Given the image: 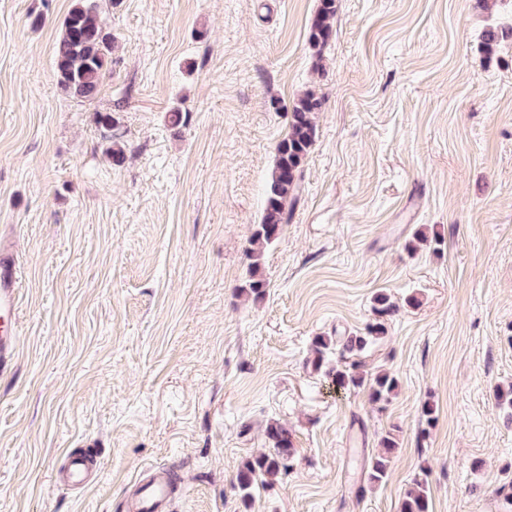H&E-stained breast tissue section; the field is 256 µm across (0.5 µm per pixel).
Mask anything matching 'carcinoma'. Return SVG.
<instances>
[{"label":"carcinoma","mask_w":512,"mask_h":512,"mask_svg":"<svg viewBox=\"0 0 512 512\" xmlns=\"http://www.w3.org/2000/svg\"><path fill=\"white\" fill-rule=\"evenodd\" d=\"M335 14L336 0H320L309 29L308 39L312 48L320 51L328 45ZM54 69L59 88L79 100L96 98L104 79L112 71V36L98 19L96 5L91 0H73L55 45ZM322 105V100L312 93L298 98L288 117V132L275 146V165L261 222L247 249L252 263L242 292L255 301L264 298L269 286L259 267V258L268 246L279 239L299 199L304 162L316 137L314 114L321 111ZM374 312L376 320L367 324L363 332L342 338L343 352L356 355L385 337V318L394 313L387 294L375 296ZM333 345L334 340L330 336L314 337L308 366L315 373H326L338 393L362 387L365 377L359 371L360 364L353 362L336 367L329 364L327 355ZM398 387L397 378L381 370L369 384L370 400L374 403L387 402L397 393ZM266 436L272 448L247 458L236 476L237 487L245 500L252 496L255 485L270 486L286 473L296 454L293 434L287 426L270 423L266 427ZM397 450L396 434L388 431L380 437L378 449L368 462L369 484L380 485L387 480ZM400 512H431L425 480H414L413 486L405 491Z\"/></svg>","instance_id":"carcinoma-1"}]
</instances>
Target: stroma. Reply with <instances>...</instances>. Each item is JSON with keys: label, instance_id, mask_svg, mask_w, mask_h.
Masks as SVG:
<instances>
[{"label": "stroma", "instance_id": "obj_1", "mask_svg": "<svg viewBox=\"0 0 512 512\" xmlns=\"http://www.w3.org/2000/svg\"><path fill=\"white\" fill-rule=\"evenodd\" d=\"M71 2L0 0V244L22 270L0 512H122L154 467L176 476L169 512H399L418 476L431 512H501L512 0H336L320 52L319 0H94L114 48L91 101L54 72ZM307 92L324 102L316 138L255 301L247 248ZM420 230L439 247L416 246ZM380 292L395 311L358 360L397 375L383 407L307 365L313 337L363 330ZM275 421L296 460L243 502L236 473ZM392 429L389 476L365 488ZM70 453L90 456L91 485L61 478ZM320 4L309 29V43L320 52L328 45L333 34L336 0H319Z\"/></svg>", "mask_w": 512, "mask_h": 512}]
</instances>
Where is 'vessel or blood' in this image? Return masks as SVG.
<instances>
[{
  "label": "vessel or blood",
  "mask_w": 512,
  "mask_h": 512,
  "mask_svg": "<svg viewBox=\"0 0 512 512\" xmlns=\"http://www.w3.org/2000/svg\"><path fill=\"white\" fill-rule=\"evenodd\" d=\"M20 279V266L11 254L0 250V377L11 371L16 358ZM171 483L168 471H152L137 493L125 501V512H165Z\"/></svg>",
  "instance_id": "obj_1"
}]
</instances>
